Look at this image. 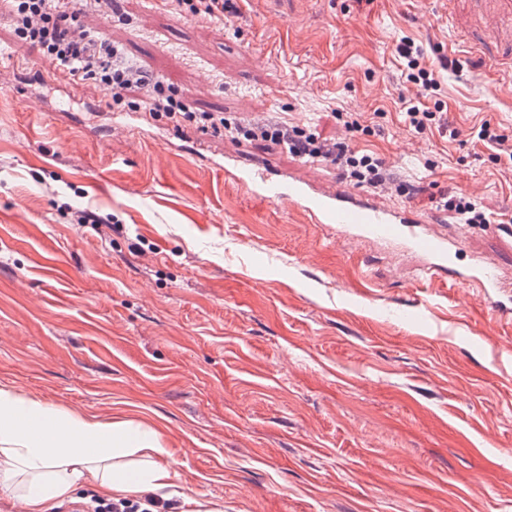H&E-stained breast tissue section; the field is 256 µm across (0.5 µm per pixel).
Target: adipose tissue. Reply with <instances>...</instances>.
Here are the masks:
<instances>
[{"label": "adipose tissue", "instance_id": "adipose-tissue-1", "mask_svg": "<svg viewBox=\"0 0 512 512\" xmlns=\"http://www.w3.org/2000/svg\"><path fill=\"white\" fill-rule=\"evenodd\" d=\"M166 454L150 424L104 422L0 386V498L24 512H52L86 486L115 499L166 494Z\"/></svg>", "mask_w": 512, "mask_h": 512}]
</instances>
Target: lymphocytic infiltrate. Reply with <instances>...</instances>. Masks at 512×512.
<instances>
[{
    "instance_id": "f902f5d3",
    "label": "lymphocytic infiltrate",
    "mask_w": 512,
    "mask_h": 512,
    "mask_svg": "<svg viewBox=\"0 0 512 512\" xmlns=\"http://www.w3.org/2000/svg\"><path fill=\"white\" fill-rule=\"evenodd\" d=\"M108 0H0L15 35L74 83H93L112 107L128 106L131 94L142 96L151 116L173 126L185 124L238 140H266L296 155L321 159L343 178L372 188L393 176L383 161L348 146L319 141L297 127L272 122H233L220 112L192 110L185 92L173 89L145 66L127 60L119 44L84 28L80 15L100 10Z\"/></svg>"
}]
</instances>
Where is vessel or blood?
<instances>
[{"instance_id":"b4317fda","label":"vessel or blood","mask_w":512,"mask_h":512,"mask_svg":"<svg viewBox=\"0 0 512 512\" xmlns=\"http://www.w3.org/2000/svg\"><path fill=\"white\" fill-rule=\"evenodd\" d=\"M238 180L266 201H291L307 212L313 223L335 225L343 236L399 244L420 259L419 271L424 277L448 278L460 287L476 289L493 316L512 315V283L505 280L496 263L475 255L468 265H459V238L435 231L410 204L380 205L369 195L341 185L322 190L243 168Z\"/></svg>"}]
</instances>
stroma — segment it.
<instances>
[{
  "instance_id": "1",
  "label": "stroma",
  "mask_w": 512,
  "mask_h": 512,
  "mask_svg": "<svg viewBox=\"0 0 512 512\" xmlns=\"http://www.w3.org/2000/svg\"><path fill=\"white\" fill-rule=\"evenodd\" d=\"M87 26L199 112L298 126L384 160L408 203L512 273V245L439 207L512 225V71L468 0H229L194 21L120 0ZM438 89L405 77L401 40ZM44 99L32 111L30 96ZM441 114L416 133L406 101ZM352 113L358 128L337 115ZM114 109L0 21V384L164 435L171 512H512V324L412 258L253 196L225 156L341 183L264 140ZM105 216L79 224L77 211ZM441 200H444L442 206L454 213L460 224L473 227L484 224L483 227L491 231L496 237L512 241V226L510 224H489L486 211L476 200L461 194H449Z\"/></svg>"
}]
</instances>
